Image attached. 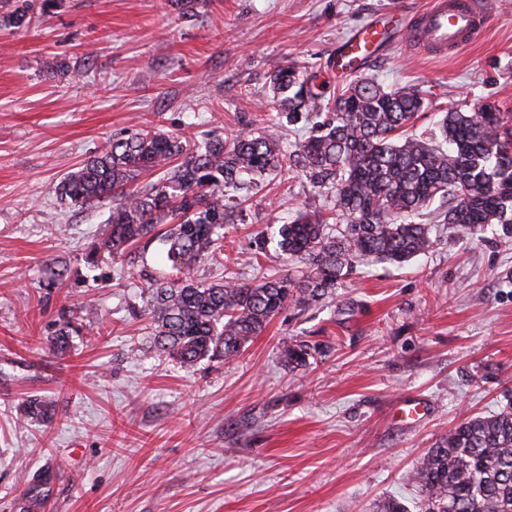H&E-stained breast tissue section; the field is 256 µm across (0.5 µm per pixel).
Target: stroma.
<instances>
[{"mask_svg": "<svg viewBox=\"0 0 512 512\" xmlns=\"http://www.w3.org/2000/svg\"><path fill=\"white\" fill-rule=\"evenodd\" d=\"M429 0H60L28 30H0V512H21L33 477L46 512H421L409 476L466 418L512 401V234L439 225L429 254L358 264L336 296L286 309L232 361L187 369L149 348L148 285L122 258L89 264L108 207L62 203L53 186L112 137L145 127L189 142L230 139L276 118L269 76L329 65L337 42L385 12ZM362 74L417 87L433 108L495 103L512 116V0H491L484 37L432 58L399 41ZM221 259L198 282L258 283L298 270L274 231L308 179H255ZM68 268L49 285L47 267ZM73 319L65 355L51 342ZM320 353L294 370L291 340ZM55 405L50 421L27 400ZM419 401L415 423L398 414Z\"/></svg>", "mask_w": 512, "mask_h": 512, "instance_id": "stroma-1", "label": "stroma"}]
</instances>
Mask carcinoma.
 Here are the masks:
<instances>
[{"label":"carcinoma","mask_w":512,"mask_h":512,"mask_svg":"<svg viewBox=\"0 0 512 512\" xmlns=\"http://www.w3.org/2000/svg\"><path fill=\"white\" fill-rule=\"evenodd\" d=\"M58 0H0V26L23 30L52 13ZM326 71L299 70L290 61L270 75L278 115L291 125L315 113L323 120L290 151L270 125L231 140L190 144L143 131L114 138L54 188L60 201L90 206L112 201L99 228V253L127 257L144 240L164 247L159 271L142 297L153 344L185 367L238 356L283 310L304 312L336 295L339 281L373 257L403 265L433 246L431 227L414 218L438 200V223L476 236L491 224L512 230V125L486 104L477 112L450 110L437 133L420 137L408 126L427 106L423 91H387L366 79L331 90ZM301 171L312 187L335 193L336 235L315 198L277 229L278 247L305 265L298 276L260 284L192 276L224 242V225L239 210L224 192L246 177L282 169ZM149 172L157 180L142 183ZM73 322L53 351L69 348ZM318 347L294 342L286 366H304ZM426 512H512V403L469 418L439 438L411 476Z\"/></svg>","instance_id":"obj_1"}]
</instances>
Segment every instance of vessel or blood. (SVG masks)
I'll return each mask as SVG.
<instances>
[{
    "label": "vessel or blood",
    "instance_id": "obj_1",
    "mask_svg": "<svg viewBox=\"0 0 512 512\" xmlns=\"http://www.w3.org/2000/svg\"><path fill=\"white\" fill-rule=\"evenodd\" d=\"M489 0H431L413 21L405 23L407 39L424 53L434 56L456 54L483 37ZM395 30L384 29L372 20L352 30L336 46L335 69L350 74L373 57L385 38Z\"/></svg>",
    "mask_w": 512,
    "mask_h": 512
}]
</instances>
